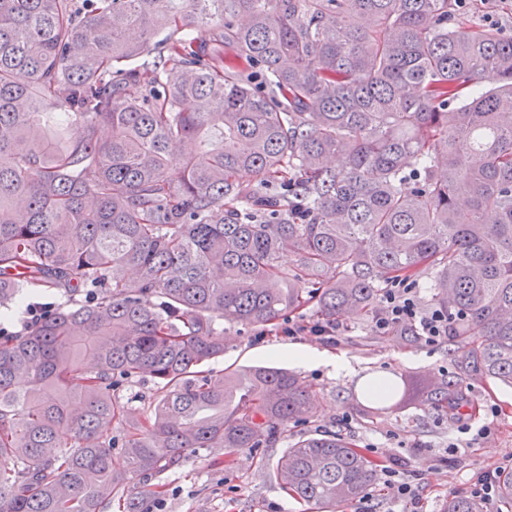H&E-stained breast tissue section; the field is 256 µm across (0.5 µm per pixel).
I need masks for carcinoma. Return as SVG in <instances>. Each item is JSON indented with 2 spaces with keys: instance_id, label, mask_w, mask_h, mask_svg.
I'll return each mask as SVG.
<instances>
[{
  "instance_id": "1",
  "label": "carcinoma",
  "mask_w": 512,
  "mask_h": 512,
  "mask_svg": "<svg viewBox=\"0 0 512 512\" xmlns=\"http://www.w3.org/2000/svg\"><path fill=\"white\" fill-rule=\"evenodd\" d=\"M450 5L0 0V307L31 286L92 296L0 333V512H140L127 476L154 492L200 448H271L310 420L286 369L206 370L217 317L372 319L393 278L429 269L433 305L465 315L467 372L512 386V35ZM140 382L159 397L130 422ZM455 391L419 396L446 409ZM276 477L336 512L378 469L326 431Z\"/></svg>"
}]
</instances>
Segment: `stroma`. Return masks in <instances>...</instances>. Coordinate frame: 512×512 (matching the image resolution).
I'll list each match as a JSON object with an SVG mask.
<instances>
[{
	"label": "stroma",
	"mask_w": 512,
	"mask_h": 512,
	"mask_svg": "<svg viewBox=\"0 0 512 512\" xmlns=\"http://www.w3.org/2000/svg\"><path fill=\"white\" fill-rule=\"evenodd\" d=\"M455 8L469 24L512 33V0H457ZM63 292L40 289L28 292L19 305L0 311V330L12 334L28 326L26 309H50L67 304ZM337 338L317 336L258 337L251 326L217 320L226 349L212 363L214 373L250 365L281 367L298 373L310 386L317 412L309 422L289 423L280 443L254 450L237 448L190 454L183 466L165 474L160 494L143 492L129 480L126 493L162 512H318L276 480V462L284 448L298 438L321 431H336L354 439L358 448L378 464L399 460L414 471L423 512H441L448 497L465 494L478 473L488 468L512 469V387L465 370L466 350L443 339L437 345L408 344L395 332L380 333L373 322L344 313L336 318ZM306 345L347 358L354 371L339 375L332 368L302 366L284 356L292 344ZM382 375L413 384L433 380L457 381L474 426L491 424L490 434L471 438L461 433L457 414L410 399L397 410H372L364 395L362 377ZM495 415H488V408ZM459 445L449 454L450 445Z\"/></svg>",
	"instance_id": "obj_1"
}]
</instances>
